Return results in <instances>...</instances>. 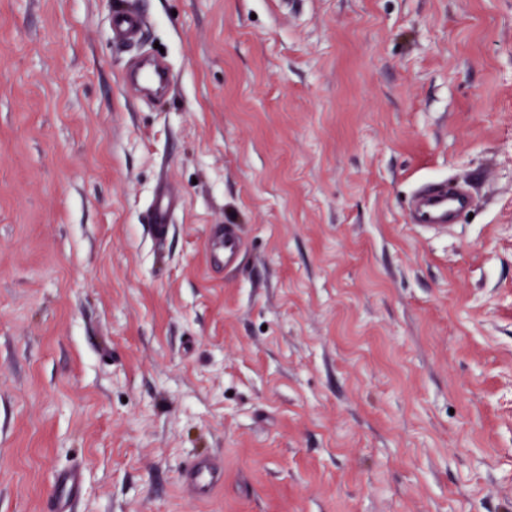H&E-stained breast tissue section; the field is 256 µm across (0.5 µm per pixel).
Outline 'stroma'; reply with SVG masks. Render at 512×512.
Segmentation results:
<instances>
[{
	"mask_svg": "<svg viewBox=\"0 0 512 512\" xmlns=\"http://www.w3.org/2000/svg\"><path fill=\"white\" fill-rule=\"evenodd\" d=\"M73 466L71 512H512V0H0V512ZM144 21L134 13H118L112 18V38L115 42L128 44L142 36ZM471 206V197L447 182L433 183L413 196L410 213L416 224L445 226ZM175 205V198L167 188H163L152 206V224L158 235H162L167 230L168 222ZM214 257H224V266L232 265L240 252V239L233 224L217 225L210 237ZM224 477L221 463L208 457L195 458L184 470L182 482L195 498H203Z\"/></svg>",
	"mask_w": 512,
	"mask_h": 512,
	"instance_id": "1",
	"label": "stroma"
}]
</instances>
